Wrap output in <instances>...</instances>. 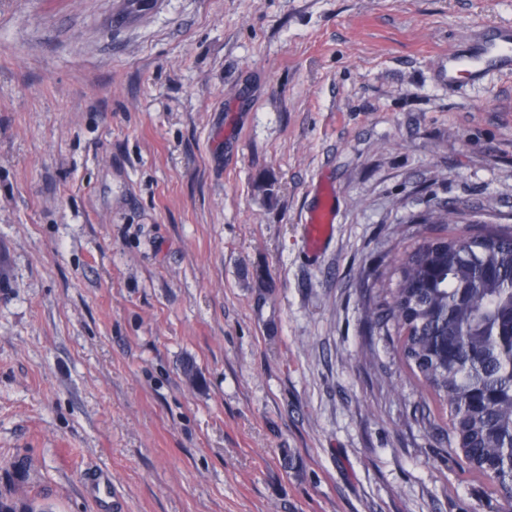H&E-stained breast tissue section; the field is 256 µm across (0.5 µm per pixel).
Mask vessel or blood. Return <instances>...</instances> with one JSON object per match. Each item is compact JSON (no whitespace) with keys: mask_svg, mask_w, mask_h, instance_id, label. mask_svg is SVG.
Here are the masks:
<instances>
[{"mask_svg":"<svg viewBox=\"0 0 512 512\" xmlns=\"http://www.w3.org/2000/svg\"><path fill=\"white\" fill-rule=\"evenodd\" d=\"M490 68H512V28H504L493 36L477 39L471 48L449 56L448 83L457 85L463 79L477 76ZM317 197L306 221L304 249L309 254L319 252L335 230L330 191L318 189Z\"/></svg>","mask_w":512,"mask_h":512,"instance_id":"obj_1","label":"vessel or blood"}]
</instances>
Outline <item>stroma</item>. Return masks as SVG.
<instances>
[{
    "label": "stroma",
    "mask_w": 512,
    "mask_h": 512,
    "mask_svg": "<svg viewBox=\"0 0 512 512\" xmlns=\"http://www.w3.org/2000/svg\"><path fill=\"white\" fill-rule=\"evenodd\" d=\"M120 11L0 0V500L505 512L363 307L409 218L512 225V73L440 78L512 0ZM318 200L310 210L306 221L304 249L308 254L319 252L335 230V214L331 203V193L327 189L317 190Z\"/></svg>",
    "instance_id": "obj_1"
}]
</instances>
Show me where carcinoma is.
<instances>
[{"instance_id":"obj_1","label":"carcinoma","mask_w":512,"mask_h":512,"mask_svg":"<svg viewBox=\"0 0 512 512\" xmlns=\"http://www.w3.org/2000/svg\"><path fill=\"white\" fill-rule=\"evenodd\" d=\"M435 206L410 219L401 256L386 255L364 319L401 342L404 363L448 410L452 441L483 475L512 492V226L452 231Z\"/></svg>"}]
</instances>
